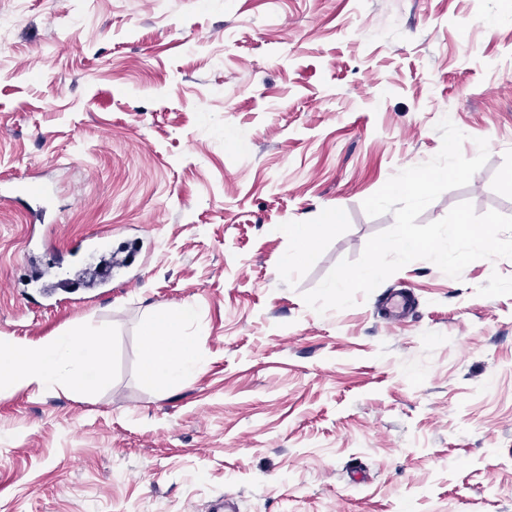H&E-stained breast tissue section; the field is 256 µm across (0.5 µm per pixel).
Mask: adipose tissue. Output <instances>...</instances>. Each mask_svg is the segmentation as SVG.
<instances>
[{
  "instance_id": "adipose-tissue-1",
  "label": "adipose tissue",
  "mask_w": 512,
  "mask_h": 512,
  "mask_svg": "<svg viewBox=\"0 0 512 512\" xmlns=\"http://www.w3.org/2000/svg\"><path fill=\"white\" fill-rule=\"evenodd\" d=\"M194 316L189 306L157 314L145 333L140 369L144 383L151 385L163 377L176 382L183 373L204 365L203 353L180 334L183 324ZM103 344V337L86 335L59 336L37 345L1 340L0 389L34 382L50 390L91 392L108 370Z\"/></svg>"
}]
</instances>
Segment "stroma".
Segmentation results:
<instances>
[{
    "label": "stroma",
    "instance_id": "obj_1",
    "mask_svg": "<svg viewBox=\"0 0 512 512\" xmlns=\"http://www.w3.org/2000/svg\"><path fill=\"white\" fill-rule=\"evenodd\" d=\"M0 180L53 183L57 222L0 199V340L84 327L106 377L0 391V512H512V258L428 260L356 305L304 292L393 214L362 203L433 158L474 157L457 204L512 216V0H0ZM332 231L292 268L286 224ZM112 294L15 288L25 253L106 228ZM415 296L403 324L381 308ZM192 306L205 364L143 384L154 314Z\"/></svg>",
    "mask_w": 512,
    "mask_h": 512
}]
</instances>
